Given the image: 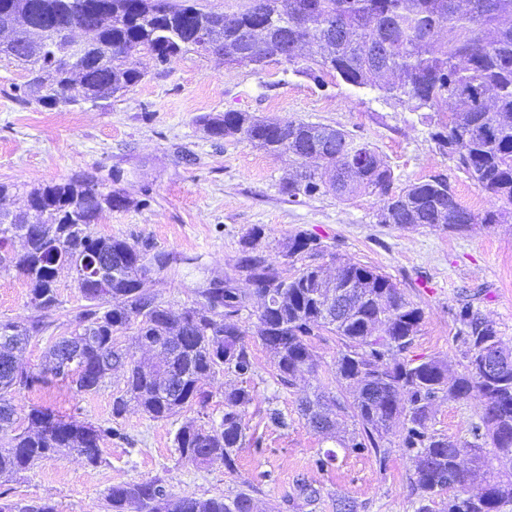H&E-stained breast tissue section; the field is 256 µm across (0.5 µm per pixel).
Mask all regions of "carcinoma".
<instances>
[{"label":"carcinoma","mask_w":512,"mask_h":512,"mask_svg":"<svg viewBox=\"0 0 512 512\" xmlns=\"http://www.w3.org/2000/svg\"><path fill=\"white\" fill-rule=\"evenodd\" d=\"M31 11L45 16L41 32L17 34L15 45L0 54L17 61L25 81L15 97L49 108L76 103L72 86L84 100L105 102L135 87L143 73L135 57L148 53L166 60L201 52L195 33L203 29L213 53L231 63L262 60L298 62L310 52L306 68L316 80L329 75L357 87L439 114L431 138L441 153L482 191L512 204V0H246L239 10L206 11L193 0H0V29ZM213 140L243 136L269 152H288L305 162L283 180L280 192L312 198L328 192L348 198L363 190L379 199L378 223L396 227L441 224L466 231L475 224H502L504 214L476 213L462 205L447 179L433 175L396 190L394 176L376 151L354 135L325 125L287 119L268 121L252 112H225L203 118ZM93 175L29 190L0 183V197L23 190L28 206L0 210V271L15 270L29 288L33 315L0 321V478L13 477L47 458L76 455L93 467L106 463L101 444L123 438L120 429L100 424L98 443L85 426L32 408L27 426H17V393L44 382L46 375L67 380L73 392H99L112 370H123V387L112 396V416L133 402L153 421H169L188 410L207 418L212 394L202 380L219 373L250 377L256 361L244 341L242 312L250 297L238 287L245 279L260 299L256 335L269 353L278 385L292 388L318 374L313 340L329 333L342 350L333 381H318L299 410L317 433L330 434L338 447L386 461L393 423L403 422L397 447L412 460L409 476L414 512H432L435 498L448 495V512H501L512 502V347L493 322L470 303L452 309L458 325L464 370L448 383V362L436 357L406 359L423 311L388 276L345 262L336 254L341 279L359 287L345 306L326 307L331 291L320 264L297 262L322 258L327 247L314 235L298 232L270 261L258 248L261 225L243 236L233 274L197 291L199 300L175 309L141 288L144 260L171 268V253L148 240L97 236L91 226L104 210L128 205L121 189L98 187ZM24 242L22 250L15 242ZM82 266L91 272L73 279L84 304L72 327L50 340L48 361L40 374L27 371L17 353L46 330L44 318L61 304L58 275ZM131 333L126 347L119 336ZM147 347L158 361L136 357ZM497 370L481 371L484 352ZM477 392L482 401L473 442L461 446L431 430L435 402L448 396L466 401ZM255 395L248 387L224 390L220 421L186 423L174 434L181 460L203 465L215 459L231 470L246 444V412ZM349 413L356 429L333 434L340 413ZM491 441L498 467H492L479 440ZM483 472L484 486L470 489ZM296 495L305 505L322 489L304 479ZM0 512H56L46 501L3 503ZM98 512H255L249 489L232 496L175 495L165 480L113 485Z\"/></svg>","instance_id":"carcinoma-1"}]
</instances>
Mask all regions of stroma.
<instances>
[{"mask_svg":"<svg viewBox=\"0 0 512 512\" xmlns=\"http://www.w3.org/2000/svg\"><path fill=\"white\" fill-rule=\"evenodd\" d=\"M136 63L142 81L108 104L49 109L15 100L25 72L0 58V181L37 187L82 173L104 179L121 168L130 203L104 211L92 230L129 240L148 237L172 252L171 269L155 274L146 289L176 308L195 300L204 279L230 272L242 236L261 224V245L271 261H280L284 244L304 230L339 257L390 276L423 310L407 358L447 357L451 371L461 372L450 314L460 301L478 308L512 345V222L478 224L464 233L425 224L397 228L378 223L372 195L344 201L328 193L295 202L279 191L295 166L293 157L267 153L241 136L212 140L200 122L206 115L241 111L333 126L373 147L391 169L395 187L443 173L471 210L507 209L505 200L481 191L438 151L423 112L330 76L315 81L277 61L234 65L190 52L164 66L148 54L138 55ZM30 313L23 276L0 272V320ZM246 341L257 363L249 381L256 400L246 417L248 434L262 445L241 448L234 471L220 460L201 466L180 460L173 446L177 423L149 420L133 406L113 417L112 396L122 386L115 374L93 395H75L68 382L53 380L15 400L21 415L40 408L67 420L113 422L123 436L106 443V465L93 467L79 457L45 459L16 479L0 481V492L13 502H50L57 512H92L110 486L161 476L179 495L230 496L249 486L257 512H291L286 501L303 478L321 488L322 498L302 512H334L336 493L355 499L360 512H414L411 462L399 448L382 465L368 454L336 451L327 470L313 467L318 454L336 450L334 442L300 416L303 388L281 389L258 337ZM480 403L476 394L438 402L432 429L461 444L469 441ZM271 404L287 415V427L268 419Z\"/></svg>","mask_w":512,"mask_h":512,"instance_id":"1","label":"stroma"}]
</instances>
